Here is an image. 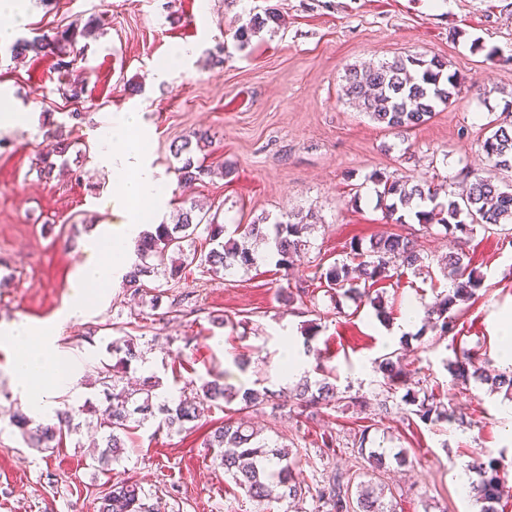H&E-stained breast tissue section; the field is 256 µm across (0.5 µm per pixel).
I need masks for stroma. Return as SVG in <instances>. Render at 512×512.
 <instances>
[{
    "mask_svg": "<svg viewBox=\"0 0 512 512\" xmlns=\"http://www.w3.org/2000/svg\"><path fill=\"white\" fill-rule=\"evenodd\" d=\"M269 8L280 14L279 28L240 44L237 29ZM91 17L102 25L81 41L67 69L56 68L51 56L16 61L0 47V101L28 116L0 129V325L57 320L85 257L84 225L112 222L106 205L112 173L100 157L115 112L141 113L150 163L165 176L166 199L153 223H172L194 197L211 204L230 231L298 210L314 212L321 224L307 253L287 270L263 246L248 270L213 275L188 266L176 288L185 299L177 312L153 314L148 303L112 285L83 316L62 323V349L84 363L62 402L102 400L96 370L112 361L108 343L129 334L143 356L130 377H156L161 392L214 375L237 387L281 392L279 410L264 408L250 419L262 437L297 452L305 484L340 469L386 485L392 512H479L458 476L483 454L497 460L504 486L497 512H512V399L474 380L454 386L445 367L464 349L479 353L489 373L502 370L499 323L512 314V236L479 228L462 245L438 225L419 232L430 267L378 283L390 313L385 324L371 306L349 299L334 306L321 288L312 314L291 310L282 299L311 263L342 261L351 239L387 231L373 174L452 184L465 167L487 173L485 125L512 102V0H29L18 35L52 34ZM453 28L463 32L455 41L448 37ZM176 46L192 53L181 66L166 67ZM420 54L447 61L463 89L406 136L342 99L347 66ZM474 81L490 88L488 98L471 91ZM77 84L84 92L70 98ZM52 130L71 147L43 178L38 170ZM197 130L212 139L206 164L231 166L232 173L187 189L178 182L172 146ZM75 166L82 170L78 181L68 173ZM460 248L482 286L458 313L454 331L435 340L424 319L403 330L409 303L427 306L447 293L451 282L438 261ZM216 316L223 325L213 324ZM311 322L318 332L308 345L302 329ZM287 343L296 346L309 381L332 371L339 391L365 396L370 406L339 403L313 419L300 415L288 397L295 380L283 372ZM393 350L403 354L412 382L438 388L448 409L472 417V425L425 423L405 408L381 412L373 403L383 382L375 360ZM12 359V350L0 347V512H97L99 497L119 480L160 497L161 512H288L283 502L249 500L204 447L211 426L225 418L219 406L187 432L149 419L132 434L123 461L106 468L89 457L87 428L57 448L26 447L9 425L10 410L20 404L7 371ZM242 360L247 369H239ZM364 425L374 447L405 449L407 464L364 470L350 448ZM325 433L335 438L334 449L322 447Z\"/></svg>",
    "mask_w": 512,
    "mask_h": 512,
    "instance_id": "stroma-1",
    "label": "stroma"
}]
</instances>
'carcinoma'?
<instances>
[{"label": "carcinoma", "instance_id": "cac0c4a2", "mask_svg": "<svg viewBox=\"0 0 512 512\" xmlns=\"http://www.w3.org/2000/svg\"><path fill=\"white\" fill-rule=\"evenodd\" d=\"M280 15L274 10L255 14L247 25L238 28L237 41L245 45L253 34L266 27H277ZM98 25L91 18L84 25L71 28L53 36L41 34L32 39H18L10 47L14 56L51 54L57 64H66L65 58L74 53L78 38L85 37ZM461 91L457 76L448 73V63L436 56L430 59L407 56L383 61L372 67L349 66L342 77L341 93L348 103L359 107L377 124L397 133L407 132L432 118L437 110L448 106ZM490 134L482 142V151L494 170L500 174H512V122L508 117L498 116L487 123ZM208 135L198 132L193 138H185L181 144L173 145V155L182 161L175 168L181 182L201 181L214 171L208 165L194 160V152L206 146ZM460 178L467 183L466 191L446 193L428 181L410 182L390 179L382 174L372 176L375 192L385 203L386 217L395 224L405 223V209L415 205L418 223L427 230L435 224L441 225L446 234L453 237L469 236L476 227L485 230L491 226L512 224V184L496 177L483 176L463 168ZM313 214L288 213L273 224H239L238 236L224 237V225L216 217L201 214L195 205L181 209L176 224H159L152 232L143 233L136 244L137 261L122 277V288L132 295L150 296L149 304L155 310L161 307L166 292L152 293L144 278L156 272L164 278L176 281L181 278L184 267L196 265L206 271L244 269L257 262L256 246L265 244L278 256L277 265L288 269L308 246V232L312 229L309 218ZM205 237L213 244L208 251L196 248V239ZM349 260L328 266L313 265L311 275L284 292L283 300L292 306L312 298V293L321 284L326 292H334L341 298L365 302L372 306L377 318L386 322L389 313L382 296L372 295L379 281L391 277V270L400 265L413 271L424 267L423 257L417 250L416 236L412 233L389 232L377 235L367 242L353 240L349 244ZM470 262L463 251L450 252L441 259V269L452 281V288L441 296L427 317L437 339H442L454 328L453 309L465 304L477 295L481 280L469 270ZM109 349L117 357L113 365L98 369V381L104 387L105 404L91 401L75 406L65 404L56 410L54 419L42 423L35 421L21 409H15L9 417L10 426L19 431L24 442L31 448H51L63 437L79 428L75 418L88 414L96 419L102 433L101 450L92 455V460L109 466L121 459L126 448V439L131 431L156 415H161L162 424L176 431L202 418L201 405L210 403L230 405L237 403L238 414L257 411L266 406L276 410L278 393L266 387L236 388L224 384L223 377L205 380L187 396L166 397L159 400V380L145 378L140 388L129 391L123 385L124 374L131 364L141 358L132 337H120L109 343ZM383 374L382 387L386 397L381 408L388 406L389 399L396 398L398 390L406 388L401 401L416 407V414L424 421L448 419V409L442 398L426 390L420 392L406 386L400 358L389 353L376 361ZM454 385L463 386L474 378L491 384V387L512 395V370L494 375L486 373L470 352L464 351L448 365ZM295 404L303 412L315 414L318 410L336 402L346 401L353 405L361 403L357 396L342 395L337 391L332 372L311 384L303 381L292 390ZM367 429H362L352 447L365 458L371 467L380 469L386 465L387 455L366 451ZM208 448H217L215 459L224 468V475L250 499L261 503L274 498L299 500L315 498L328 507V512H387L383 502L385 488L372 483H354L353 476L335 470L325 476L322 484L312 488L296 478L298 459L288 446L270 445L259 437V432L234 416L225 418L224 424L216 427L204 439ZM471 469L478 475L471 493L482 504V512H495L494 504L504 495L497 474V461L476 457ZM151 493L136 483L119 480L100 498L97 512H152L148 504Z\"/></svg>", "mask_w": 512, "mask_h": 512}]
</instances>
